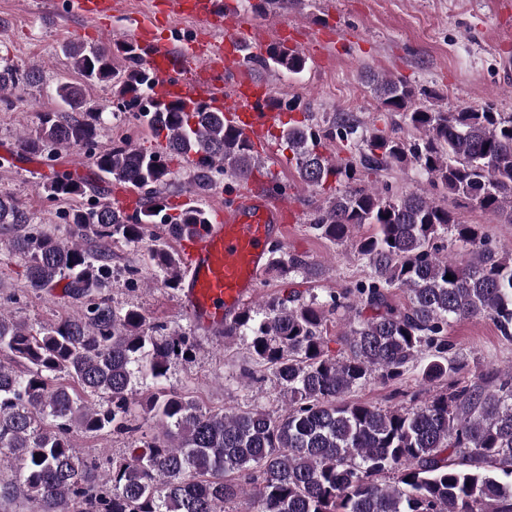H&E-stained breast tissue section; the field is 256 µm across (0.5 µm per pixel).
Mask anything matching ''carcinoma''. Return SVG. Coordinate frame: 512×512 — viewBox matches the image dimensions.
<instances>
[{"label":"carcinoma","instance_id":"1","mask_svg":"<svg viewBox=\"0 0 512 512\" xmlns=\"http://www.w3.org/2000/svg\"><path fill=\"white\" fill-rule=\"evenodd\" d=\"M131 63L123 76L108 48L69 44L79 76L56 93L65 111L42 115L35 135L20 148L86 147L103 114L90 105L84 86L113 82L138 107L136 119L165 142L156 149L115 144L96 153L103 179L144 193L133 215L108 202L65 215L75 231L94 235L96 248L71 237L38 232L33 214L0 193V224L16 234L6 247L25 259L29 287L52 288L66 275L76 310L35 328L16 322L0 305V456L18 461L15 477L0 479V502L22 497L28 512H512V370L489 368L467 383L448 382L458 363L448 357V326L488 316L512 341V247L492 245L480 224L463 222L441 200L464 201L512 223V113L489 107L443 110L435 95L405 82L374 79L381 105L398 112L419 138L407 141L347 114L327 128L309 119L290 121L281 139L292 153L300 181L327 194L311 219L321 237L353 242L369 268L365 279L321 301L296 291L271 296L224 326V335L246 343L250 381L269 380L286 395L276 411L247 406L211 410L160 386L169 364L188 361L194 338L182 331L158 335L144 328L134 307H119L103 294L112 277L109 243H137L159 223L174 237L209 222L199 206L175 215L164 196L171 169L165 158L191 159L193 193L203 195L219 176L247 181L256 170L255 146L205 107L185 109L154 101L155 83L131 44L120 47ZM272 67L301 73L300 52L272 47ZM39 79L35 68L19 72L0 63V101ZM338 139L359 147V159L342 162L323 151ZM427 176L433 196L388 195L363 176L389 166ZM52 197L106 195V187L67 172L43 184ZM364 226L371 233L359 238ZM466 250L467 263L456 259ZM164 285L182 278L178 253L164 244L149 252ZM268 270L290 280L318 274L305 256L273 249ZM452 279H445L446 274ZM401 290L408 302H391ZM333 314L349 330L329 347L325 326ZM420 367L428 398L381 407L353 398L371 380L395 383ZM151 384L147 410L158 431L119 460L83 454L77 434L135 435L130 419L136 384ZM109 470L99 473L103 464Z\"/></svg>","mask_w":512,"mask_h":512}]
</instances>
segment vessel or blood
Returning <instances> with one entry per match:
<instances>
[{
  "instance_id": "vessel-or-blood-1",
  "label": "vessel or blood",
  "mask_w": 512,
  "mask_h": 512,
  "mask_svg": "<svg viewBox=\"0 0 512 512\" xmlns=\"http://www.w3.org/2000/svg\"><path fill=\"white\" fill-rule=\"evenodd\" d=\"M59 7L97 25L117 11L116 0H60ZM175 15L202 19L206 29L223 32V41L198 37L174 44L168 32ZM245 30L242 20H225L222 0H152L134 20L135 41L146 48L156 79L155 100L207 105L250 140L266 143L276 137L284 116L269 105L271 87L244 73ZM295 218L287 201L245 188L223 216L180 238L181 309L195 328L221 334L225 322L252 301L268 265L270 240L283 237Z\"/></svg>"
}]
</instances>
